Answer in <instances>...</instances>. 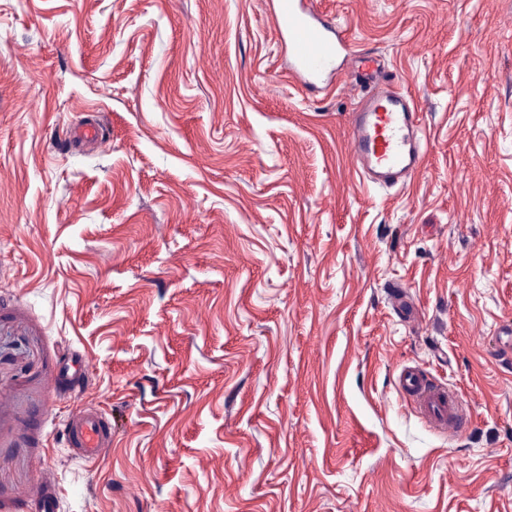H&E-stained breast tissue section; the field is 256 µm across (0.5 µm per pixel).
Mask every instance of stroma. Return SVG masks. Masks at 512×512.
<instances>
[{
  "label": "stroma",
  "mask_w": 512,
  "mask_h": 512,
  "mask_svg": "<svg viewBox=\"0 0 512 512\" xmlns=\"http://www.w3.org/2000/svg\"><path fill=\"white\" fill-rule=\"evenodd\" d=\"M317 6L424 116L406 185L353 175L366 87L302 89L268 0H0V512H512V0ZM61 142H96L97 144L104 139V133L99 124L95 122H87L80 125L77 129L68 128L65 137H59ZM415 409L441 433L454 435L469 421L464 404L442 384H435L417 367L404 366L396 381ZM67 427L80 459L90 467L96 466L111 444L104 414L95 408L80 409L71 415Z\"/></svg>",
  "instance_id": "stroma-1"
}]
</instances>
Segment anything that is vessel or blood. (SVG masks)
Instances as JSON below:
<instances>
[{
  "mask_svg": "<svg viewBox=\"0 0 512 512\" xmlns=\"http://www.w3.org/2000/svg\"><path fill=\"white\" fill-rule=\"evenodd\" d=\"M275 27L288 49V71L300 85L313 88L336 82L342 64L352 53L346 31L324 20L315 0H272ZM371 93L349 114V146L354 169L362 183L390 188L405 184L419 169L423 154L422 115L392 79L383 76L377 60L366 56L357 72ZM99 124L87 122L67 130L66 141L102 142ZM397 387L438 431L456 434L469 421L464 404L447 387L433 383L422 370L406 366ZM72 446L88 466H96L111 444L104 414L84 408L68 421Z\"/></svg>",
  "mask_w": 512,
  "mask_h": 512,
  "instance_id": "1",
  "label": "vessel or blood"
}]
</instances>
